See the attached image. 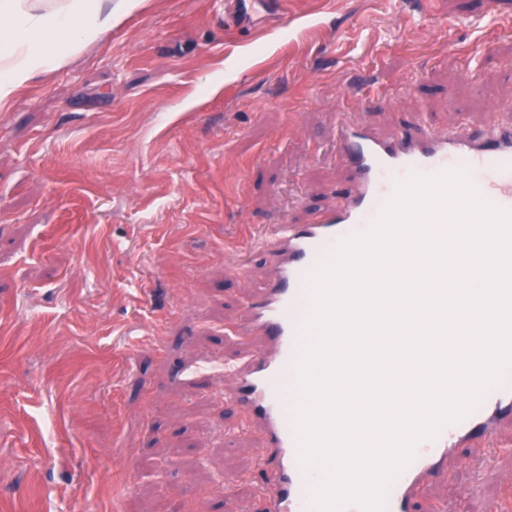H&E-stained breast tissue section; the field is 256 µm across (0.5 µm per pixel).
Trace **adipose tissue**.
I'll return each mask as SVG.
<instances>
[{
	"label": "adipose tissue",
	"mask_w": 512,
	"mask_h": 512,
	"mask_svg": "<svg viewBox=\"0 0 512 512\" xmlns=\"http://www.w3.org/2000/svg\"><path fill=\"white\" fill-rule=\"evenodd\" d=\"M140 0H0V109L48 71L111 29Z\"/></svg>",
	"instance_id": "1"
}]
</instances>
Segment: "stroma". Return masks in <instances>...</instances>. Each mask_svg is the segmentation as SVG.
<instances>
[{"label": "stroma", "instance_id": "obj_1", "mask_svg": "<svg viewBox=\"0 0 512 512\" xmlns=\"http://www.w3.org/2000/svg\"><path fill=\"white\" fill-rule=\"evenodd\" d=\"M212 13L143 0L0 110V512H262L261 434L218 398L266 346L239 332L267 278L250 232L330 203L339 120L478 134L512 103V0ZM461 454L423 507L512 486V455Z\"/></svg>", "mask_w": 512, "mask_h": 512}]
</instances>
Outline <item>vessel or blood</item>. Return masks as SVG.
Listing matches in <instances>:
<instances>
[{"instance_id":"b4317fda","label":"vessel or blood","mask_w":512,"mask_h":512,"mask_svg":"<svg viewBox=\"0 0 512 512\" xmlns=\"http://www.w3.org/2000/svg\"><path fill=\"white\" fill-rule=\"evenodd\" d=\"M337 151L347 169V185L337 190L334 203L316 210L306 224L279 218L255 239L270 275L248 302V330L267 337L268 346L225 366L233 386L221 402L236 405L262 435L269 487L264 512H309L310 492L319 480L299 464L293 399L287 393L296 383L299 325L308 308L307 275L314 265L338 240L368 229L397 182L413 172L468 168L486 199L512 208V122L493 125L480 140L455 129L431 131L416 122L383 136L345 122L338 130ZM502 425L512 426V378L437 439L417 444L414 460L386 496L385 512H412L420 489L445 480L449 457L470 440L500 447L497 430Z\"/></svg>"}]
</instances>
